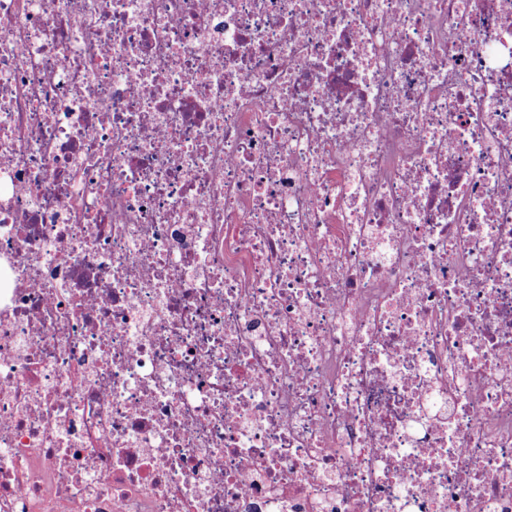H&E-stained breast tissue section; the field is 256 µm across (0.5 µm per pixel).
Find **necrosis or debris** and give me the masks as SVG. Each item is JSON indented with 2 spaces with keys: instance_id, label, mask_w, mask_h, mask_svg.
<instances>
[{
  "instance_id": "4bbe7bcc",
  "label": "necrosis or debris",
  "mask_w": 512,
  "mask_h": 512,
  "mask_svg": "<svg viewBox=\"0 0 512 512\" xmlns=\"http://www.w3.org/2000/svg\"><path fill=\"white\" fill-rule=\"evenodd\" d=\"M0 512H512V0H0Z\"/></svg>"
}]
</instances>
